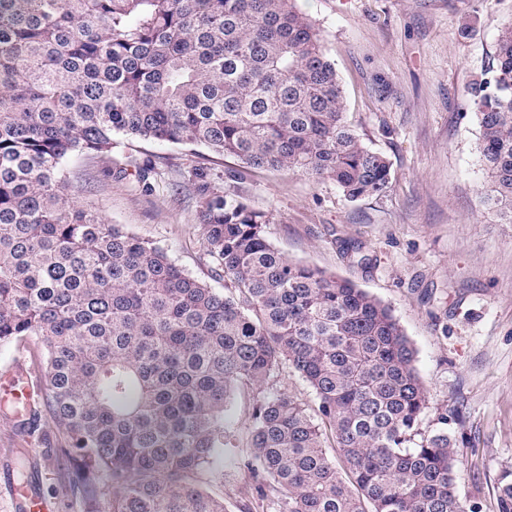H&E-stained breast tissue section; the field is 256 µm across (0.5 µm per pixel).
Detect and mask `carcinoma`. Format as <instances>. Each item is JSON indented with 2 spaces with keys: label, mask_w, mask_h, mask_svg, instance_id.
I'll list each match as a JSON object with an SVG mask.
<instances>
[{
  "label": "carcinoma",
  "mask_w": 512,
  "mask_h": 512,
  "mask_svg": "<svg viewBox=\"0 0 512 512\" xmlns=\"http://www.w3.org/2000/svg\"><path fill=\"white\" fill-rule=\"evenodd\" d=\"M495 60L467 93L485 203L512 224V23ZM345 111L294 0H0V346H41L46 410L82 499L106 477L108 512H224L202 478L233 463L224 434L246 386L245 452L270 512H479L458 493L459 416L439 409L438 428L420 430L428 392L390 309L273 247L236 175L219 195L192 171L222 292L71 189L69 164L110 155L123 135L332 180L351 202L378 196L390 163ZM284 365L315 409L268 387ZM498 489L512 512V472Z\"/></svg>",
  "instance_id": "1"
}]
</instances>
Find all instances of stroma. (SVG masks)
Segmentation results:
<instances>
[{"label":"stroma","mask_w":512,"mask_h":512,"mask_svg":"<svg viewBox=\"0 0 512 512\" xmlns=\"http://www.w3.org/2000/svg\"><path fill=\"white\" fill-rule=\"evenodd\" d=\"M339 75L346 120L387 157L383 194L346 200L330 180L242 169L233 157L191 145L115 137L112 157L147 165L150 191L134 178L105 177L107 161L70 165L81 199L111 223L166 249L188 274L216 289L196 224L202 167L223 193L241 171V197L267 213L269 241L288 259L348 279L390 307L411 340L428 389L422 431L435 412L459 415L448 431L468 454L458 492L498 512L496 483L512 470V224L482 202L489 186L480 127L467 89L488 72L512 0H297ZM33 343L0 349V377L23 371L47 386ZM69 456L48 415L35 424L0 412V480L25 474L57 512H105L69 486ZM224 512H268L246 468L210 481Z\"/></svg>","instance_id":"35a3bbf8"}]
</instances>
